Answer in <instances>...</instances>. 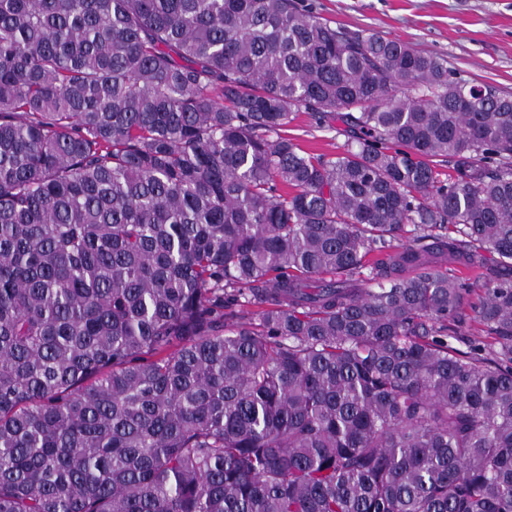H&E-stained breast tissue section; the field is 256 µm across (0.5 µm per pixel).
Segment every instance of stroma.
Here are the masks:
<instances>
[{"label": "stroma", "instance_id": "1", "mask_svg": "<svg viewBox=\"0 0 512 512\" xmlns=\"http://www.w3.org/2000/svg\"><path fill=\"white\" fill-rule=\"evenodd\" d=\"M348 28H374L447 58L464 78L512 93V0H313ZM289 135L314 153L343 152L349 135L296 113Z\"/></svg>", "mask_w": 512, "mask_h": 512}]
</instances>
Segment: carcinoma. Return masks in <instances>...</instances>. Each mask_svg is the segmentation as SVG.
Returning a JSON list of instances; mask_svg holds the SVG:
<instances>
[{
  "label": "carcinoma",
  "mask_w": 512,
  "mask_h": 512,
  "mask_svg": "<svg viewBox=\"0 0 512 512\" xmlns=\"http://www.w3.org/2000/svg\"><path fill=\"white\" fill-rule=\"evenodd\" d=\"M0 512H512V93L306 0H0ZM294 120L288 126V135L296 137L300 144L314 153L337 154L344 151L346 144L353 139L345 132H336V127L341 130L346 127L341 123H335V128L320 125L309 112H296ZM354 142V141H353ZM467 268L469 270V274L464 275L462 273V268ZM498 269L497 266V256L490 254L488 252L484 253V261L480 266H475L471 268V266H458L457 275L467 284H476L483 280V278L488 277ZM467 299L468 303L463 307L460 320L454 326L456 334L448 337V342L462 351H470L473 346L480 345L488 353L497 345L494 344L493 336H487L484 327L474 320V312L470 305L477 302L476 293L473 292Z\"/></svg>",
  "instance_id": "carcinoma-1"
}]
</instances>
